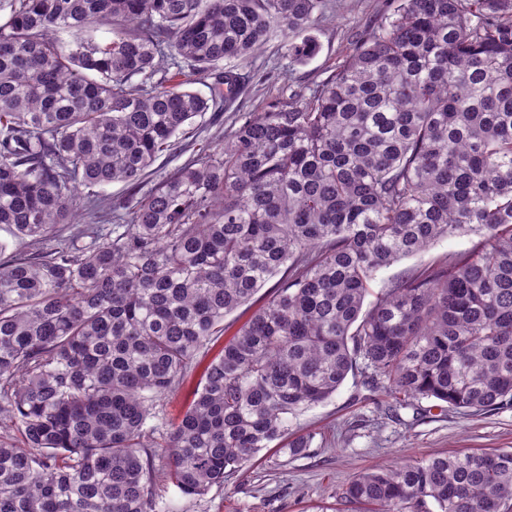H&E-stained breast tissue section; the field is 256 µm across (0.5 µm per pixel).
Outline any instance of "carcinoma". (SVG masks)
<instances>
[{
    "label": "carcinoma",
    "mask_w": 512,
    "mask_h": 512,
    "mask_svg": "<svg viewBox=\"0 0 512 512\" xmlns=\"http://www.w3.org/2000/svg\"><path fill=\"white\" fill-rule=\"evenodd\" d=\"M391 3L309 94L146 191L268 43L317 53L324 0L0 3V230L56 240L0 259V419L21 437L0 439V512H155L158 462L202 496L275 440L304 454L289 417L350 374L418 415L512 407V0ZM467 233L365 303L381 270ZM270 281L180 421L149 425ZM341 498L512 512V450L366 471Z\"/></svg>",
    "instance_id": "cac0c4a2"
}]
</instances>
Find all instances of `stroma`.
Returning a JSON list of instances; mask_svg holds the SVG:
<instances>
[{
  "instance_id": "obj_1",
  "label": "stroma",
  "mask_w": 512,
  "mask_h": 512,
  "mask_svg": "<svg viewBox=\"0 0 512 512\" xmlns=\"http://www.w3.org/2000/svg\"><path fill=\"white\" fill-rule=\"evenodd\" d=\"M383 4L384 0H325L324 15L314 32L319 51L306 63L290 64L280 43H269L248 64L255 80L246 83L239 98L220 115L208 113L196 118L182 137L178 152L154 163L149 184H156L185 163L201 145L221 142L239 114L260 110L281 97L285 85L304 88L324 80L349 52L355 32L378 16ZM477 241L474 234L443 239L426 252L380 272L372 288L388 287L404 273L428 267L444 256L467 252ZM223 345V338H218L199 353L197 368L165 399L162 425L175 421L192 401L203 365ZM363 394L359 378L348 377L330 399L291 419L290 429L314 434L304 455L261 452L244 473L204 496L184 497L163 476H156V512H315L319 506L328 512H358L357 506L341 502L339 495L362 471L409 457L512 448V408L474 415L451 410L440 417H417L409 409L391 410L390 398L383 396L372 402Z\"/></svg>"
}]
</instances>
